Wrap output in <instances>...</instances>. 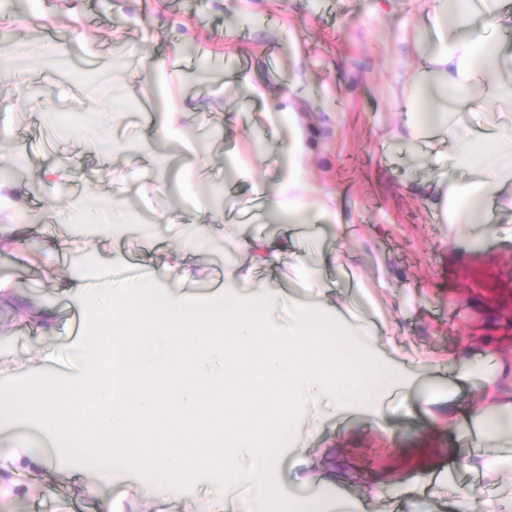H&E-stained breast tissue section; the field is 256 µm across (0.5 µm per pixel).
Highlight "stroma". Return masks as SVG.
<instances>
[{"instance_id": "1", "label": "stroma", "mask_w": 512, "mask_h": 512, "mask_svg": "<svg viewBox=\"0 0 512 512\" xmlns=\"http://www.w3.org/2000/svg\"><path fill=\"white\" fill-rule=\"evenodd\" d=\"M11 0L0 7V35L11 42L30 39L57 44L72 76L60 79L50 69L24 63V80L0 77V146L21 147L29 157L14 177L16 193L36 182L51 152L74 157L78 177L44 187L34 197L46 240H31L22 255H0V279L48 302L58 316L55 333L33 323L6 319L0 338V383L28 379L27 357L35 349L74 340L86 326L84 310L66 291L71 270L54 244L69 242L75 257L88 255L66 218L73 202L95 213L107 195H115L130 223L127 240L102 241L91 254L106 276L123 280L140 275L162 277L167 267L183 263L196 276L193 291L223 288L226 272L238 271L237 288L254 292L258 284L283 296L279 309L289 320L311 296L287 263L248 275L250 262L236 245L241 234H284L287 222L255 201L256 183L274 186L282 177L294 134L306 149L304 178L310 196L333 195L336 219L310 213L314 233L301 242L309 269L329 288L328 298L352 321L375 323V349L386 359L408 361L412 377L405 390L390 395L385 408L392 436H385L371 416L342 412L325 421L306 454L281 449L277 492L297 498L321 496L334 512H420L403 502L395 487L367 502L365 490L377 473L400 469L413 475L432 471L427 494L433 512L461 498L467 512L487 504L512 503V466L493 474L463 479L449 474L446 457L450 423H437L440 404L459 390L443 367L464 339H487L482 354L471 359L474 375L467 402L481 405V387L499 362L512 361V240L502 230L512 226V210L494 208L478 237L468 228L445 223L416 188L443 177L454 184L463 171L442 168L436 150L395 137L407 111L403 87L420 62L427 36L428 0ZM44 16L33 28L25 19ZM164 59L177 67L170 98L156 97L145 112V90L153 66ZM122 65L124 91L105 98L109 78L104 66ZM248 84L233 85L238 76ZM291 98L299 118L290 128L278 108ZM199 114L176 140L158 139L142 155L126 153L129 136L145 138L168 102ZM95 107L104 120L103 138L88 147L84 138L61 142L56 129L64 117ZM250 158L247 171L228 174L229 151ZM164 182L165 191L152 185ZM223 206L222 226L209 227L208 241L191 247L208 210ZM169 211L172 223L159 236L142 238L140 225L157 212ZM342 249L347 259L327 263ZM344 447L327 467L333 482L302 481L303 464L319 468L323 448L335 439ZM34 494L0 496V512H103L113 499L133 495L128 485L99 483L97 495L73 493L74 471L49 462L28 478Z\"/></svg>"}]
</instances>
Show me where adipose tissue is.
I'll return each instance as SVG.
<instances>
[{
	"label": "adipose tissue",
	"instance_id": "obj_1",
	"mask_svg": "<svg viewBox=\"0 0 512 512\" xmlns=\"http://www.w3.org/2000/svg\"><path fill=\"white\" fill-rule=\"evenodd\" d=\"M432 44L406 87L409 112L397 129L431 146L453 139L447 167L463 169L466 181L424 184L437 212L451 224H482L494 202L512 203V136L494 129L469 130L464 117L482 107L512 110V54L489 38L512 28L502 0H432ZM289 163L275 189L255 193L269 209L296 218L313 210L335 217L331 195L308 201L303 180L305 149L294 137ZM26 200L0 183V238L22 248L26 227L19 218ZM297 236L243 239L254 268L287 260L304 270ZM316 305L282 322L280 293L263 288L251 295L232 286L203 297L159 288L137 278L122 285L75 275L69 294L91 314V328L73 348L85 369L65 379L50 364L54 352L31 353L32 377L20 388L0 391V429L29 425L40 448H0V489L46 459L82 463L90 482L141 480L164 501L179 497L185 482L197 494L190 512H329L320 497L294 499L273 490L277 446L299 452L321 430L324 418L344 407L371 413L382 431L390 422L385 398L400 388L406 365H393L367 346L374 330L347 328L325 302L321 279H305ZM112 347V380L97 383L103 345ZM95 386L98 409L88 412L85 390ZM483 406L456 402L448 418L457 429H478L496 455L478 456L464 470L487 473L512 459V362L501 363L486 381ZM248 486L249 498L229 500L227 483Z\"/></svg>",
	"mask_w": 512,
	"mask_h": 512
}]
</instances>
